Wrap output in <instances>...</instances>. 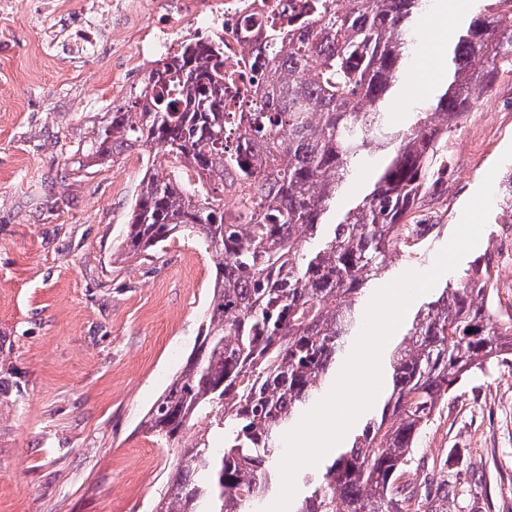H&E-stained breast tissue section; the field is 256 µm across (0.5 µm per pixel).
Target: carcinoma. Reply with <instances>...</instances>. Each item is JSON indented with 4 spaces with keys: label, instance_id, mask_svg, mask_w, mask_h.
<instances>
[{
    "label": "carcinoma",
    "instance_id": "cac0c4a2",
    "mask_svg": "<svg viewBox=\"0 0 512 512\" xmlns=\"http://www.w3.org/2000/svg\"><path fill=\"white\" fill-rule=\"evenodd\" d=\"M423 0H351L292 18L309 35L269 33L266 77L245 112L224 111V53L206 42L157 60L138 111L111 113L81 150H137L141 181L119 252L192 235L215 275L185 365L140 421L177 449L154 512H257L279 486L283 436L336 375L363 319L362 292L397 251L404 223L448 168V134L512 68V0H485L458 36L444 87L403 127L387 104L411 70ZM387 164L341 219L321 224L366 148ZM237 210L224 213V197ZM491 264L417 311L390 353L381 413L368 414L293 512H408L395 481L440 405L475 371L512 361V316L485 305Z\"/></svg>",
    "mask_w": 512,
    "mask_h": 512
}]
</instances>
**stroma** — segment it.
I'll list each match as a JSON object with an SVG mask.
<instances>
[{
	"label": "stroma",
	"mask_w": 512,
	"mask_h": 512,
	"mask_svg": "<svg viewBox=\"0 0 512 512\" xmlns=\"http://www.w3.org/2000/svg\"><path fill=\"white\" fill-rule=\"evenodd\" d=\"M42 0L0 35V512H150L175 463L139 423L191 353L208 306L212 261L176 236L151 258L118 255L146 158L129 150L73 171L74 154L112 108L130 103L153 68L138 48L167 25L159 0H136L90 63L56 58L46 27L76 23L78 0ZM418 50L438 53L417 70L391 114L402 124L448 72V37L425 22ZM496 106L477 104L448 138V173L420 199L411 223L436 227L393 255L382 280L430 269L463 208L512 146V72ZM366 153L324 217L332 224L377 175ZM508 208L494 200L472 254L442 280L456 284L491 254ZM413 512H512V366L476 371L421 432L397 481Z\"/></svg>",
	"instance_id": "1"
}]
</instances>
